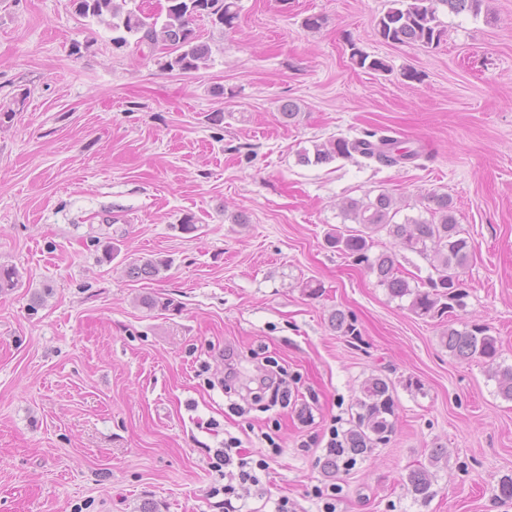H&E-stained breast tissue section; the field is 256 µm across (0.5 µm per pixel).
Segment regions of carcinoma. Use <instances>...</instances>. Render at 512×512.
<instances>
[{"mask_svg":"<svg viewBox=\"0 0 512 512\" xmlns=\"http://www.w3.org/2000/svg\"><path fill=\"white\" fill-rule=\"evenodd\" d=\"M131 0H72L76 12L85 19L105 25L112 31V43L122 47L134 39L137 45L166 50L163 68L187 73L207 65L210 47L199 41L193 22L206 17L216 27L232 29L239 18V0H167L165 11L147 15L138 6H129ZM399 6L389 9L377 23L380 36L392 43H413L426 47L439 45L444 27L439 9L444 7L456 14H480L484 0H397ZM351 59L361 68L385 72L388 64L380 58H369L353 49ZM400 140L367 132L353 140L332 137L313 144V150L299 154L303 165L328 164L337 159L358 155L384 165H394L390 154L401 150ZM426 211L430 218H405L395 221L400 212L396 200L387 193L362 199L350 198L343 202V219L359 225L349 233L337 231L327 242L357 264L364 265L376 276L378 285L393 298L410 299V309L418 316L432 317L465 307L466 293L462 290L460 274L473 254L472 239L458 224L453 199L447 194L427 197ZM385 233L395 244L426 259L437 277L428 280L427 289L399 274L395 255L390 251L372 252L374 236ZM165 267L161 260L143 258L127 267V275L136 280H152ZM448 351L460 360L481 358L491 365L492 377L498 393L512 400V365L497 362L500 356L499 340L482 326L461 330L448 326L442 336ZM354 424L346 439L343 454L324 461L330 472L341 469L346 459L369 454L374 446L388 438L393 430L395 415L393 388L379 377L367 379L356 403ZM432 473L424 466L408 475L407 489L414 498L426 500L432 490Z\"/></svg>","mask_w":512,"mask_h":512,"instance_id":"carcinoma-1","label":"carcinoma"}]
</instances>
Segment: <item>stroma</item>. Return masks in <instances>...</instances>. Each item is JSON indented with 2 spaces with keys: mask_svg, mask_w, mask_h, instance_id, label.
<instances>
[{
  "mask_svg": "<svg viewBox=\"0 0 512 512\" xmlns=\"http://www.w3.org/2000/svg\"><path fill=\"white\" fill-rule=\"evenodd\" d=\"M239 5L233 30L196 21L211 58L181 74L160 50L113 44L71 0H0V265L21 274L0 291V512H224L210 462L232 436L269 464L246 492L254 512L282 495L319 512L312 489L331 484L336 512H512L495 498L512 477V401L441 342L483 324L512 365V0L441 11L436 47L379 35L393 0ZM356 48L388 71L356 65ZM371 130L420 158L298 161ZM382 191L414 217L427 194L452 197L474 244L453 316H416L327 246L342 201ZM142 257L169 266L133 280ZM150 295L173 304L148 309ZM336 311L356 335L336 333ZM272 370L288 406L248 390ZM375 376L394 387L393 431L328 475L329 429L351 428ZM438 447L435 494L414 499L407 477Z\"/></svg>",
  "mask_w": 512,
  "mask_h": 512,
  "instance_id": "stroma-1",
  "label": "stroma"
}]
</instances>
